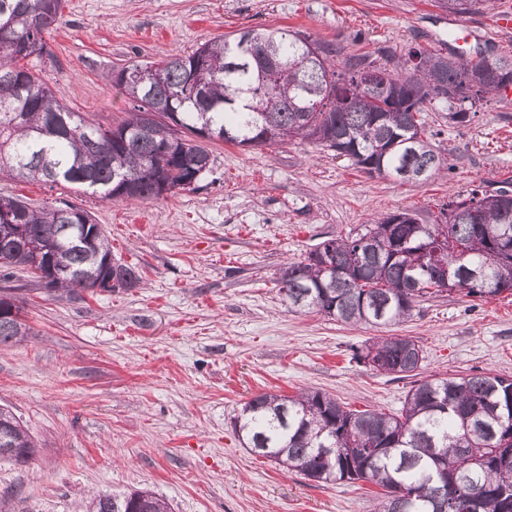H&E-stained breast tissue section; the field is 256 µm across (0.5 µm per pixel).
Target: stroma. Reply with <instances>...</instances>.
I'll list each match as a JSON object with an SVG mask.
<instances>
[{
	"label": "stroma",
	"mask_w": 512,
	"mask_h": 512,
	"mask_svg": "<svg viewBox=\"0 0 512 512\" xmlns=\"http://www.w3.org/2000/svg\"><path fill=\"white\" fill-rule=\"evenodd\" d=\"M494 9L456 15L437 0H64L65 25L45 39L59 68L31 64L89 122L118 125L132 108L113 71L190 54L245 28L287 27L341 54L412 47L446 52L460 22L473 48L512 53ZM445 164L431 180L370 175L310 140L209 147L196 189L142 202L103 200L67 185L0 179V194L66 200L88 211L114 260L137 267L130 289L36 288L14 268L10 287L30 333L0 344V404L34 440L33 460H0V512H82L101 493L147 488L172 512H377L376 486L316 484L251 454L231 422L253 395L303 389L352 409L399 413L410 381L351 359L352 347L409 336L421 374L512 377V295L421 299L407 321L352 326L290 307L276 280L323 240L355 235L407 209L441 221L449 200L480 187L512 191V93L475 106L470 122L430 112Z\"/></svg>",
	"instance_id": "obj_1"
}]
</instances>
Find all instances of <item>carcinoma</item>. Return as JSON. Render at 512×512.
I'll list each match as a JSON object with an SVG mask.
<instances>
[{
	"label": "carcinoma",
	"instance_id": "obj_1",
	"mask_svg": "<svg viewBox=\"0 0 512 512\" xmlns=\"http://www.w3.org/2000/svg\"><path fill=\"white\" fill-rule=\"evenodd\" d=\"M491 0H440L468 14ZM62 0H0V175L69 183L106 200L162 196L159 184L187 189L210 164L203 130L241 145L280 135L313 140L356 167L423 183L443 166L424 112L448 108V122L469 121L465 105L512 87V56L446 55L419 47L395 59L380 48L336 62V47L286 29H245L188 55L169 54L156 70L113 84L133 102L112 128L72 112L57 91L21 65L56 60L44 35L61 24ZM1 224H26L45 252L17 239L0 244V268L22 267L48 290L106 291L112 250L89 212L74 204L35 206L8 196ZM430 246L475 299L512 294V193L473 189L448 202L444 224H420L407 209L382 216L354 237L328 239L282 268L279 291L298 311L345 324L391 326L417 301L445 292L433 271L408 265ZM27 333L21 307L0 291V343ZM353 359L412 379L402 410H352L314 390L261 392L233 420L253 453L316 483L363 480L382 490L380 512H470L474 491L485 512H512V377L482 373L417 379L423 350L407 336L353 348ZM35 445L19 419L0 407V459L28 463ZM88 512H169L148 489L100 495Z\"/></svg>",
	"mask_w": 512,
	"mask_h": 512
}]
</instances>
